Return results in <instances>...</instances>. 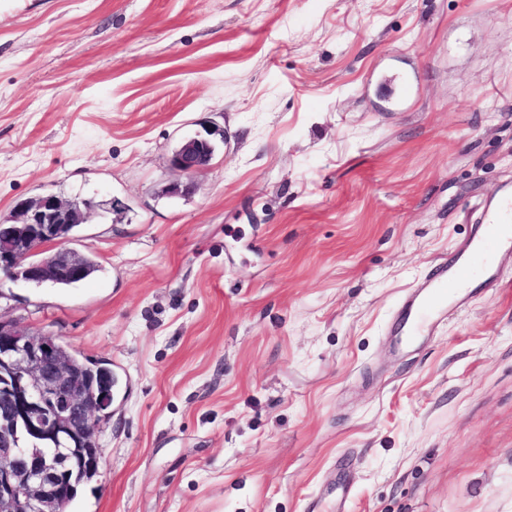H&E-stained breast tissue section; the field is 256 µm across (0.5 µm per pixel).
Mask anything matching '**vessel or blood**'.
Masks as SVG:
<instances>
[{
    "label": "vessel or blood",
    "instance_id": "1",
    "mask_svg": "<svg viewBox=\"0 0 512 512\" xmlns=\"http://www.w3.org/2000/svg\"><path fill=\"white\" fill-rule=\"evenodd\" d=\"M484 226L476 245L455 269L444 265L435 269L427 287L410 307L403 326L406 337H416L425 323L440 314L448 294L460 282L484 271L497 252L512 248V199L486 211Z\"/></svg>",
    "mask_w": 512,
    "mask_h": 512
}]
</instances>
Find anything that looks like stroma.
<instances>
[{"label": "stroma", "mask_w": 512, "mask_h": 512, "mask_svg": "<svg viewBox=\"0 0 512 512\" xmlns=\"http://www.w3.org/2000/svg\"><path fill=\"white\" fill-rule=\"evenodd\" d=\"M46 192L122 204L0 282L118 378L72 512H512V252L391 333L512 195V0H0V218ZM218 140L224 142L223 128L209 127L205 128L204 133L180 141L169 157V164L185 177L186 182L182 189L176 185L173 193L186 194L194 189L193 177L209 165L215 152L214 144Z\"/></svg>", "instance_id": "1"}]
</instances>
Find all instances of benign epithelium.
I'll return each mask as SVG.
<instances>
[{
    "label": "benign epithelium",
    "instance_id": "benign-epithelium-1",
    "mask_svg": "<svg viewBox=\"0 0 512 512\" xmlns=\"http://www.w3.org/2000/svg\"><path fill=\"white\" fill-rule=\"evenodd\" d=\"M224 141L209 127L180 141L169 157L195 187ZM97 204L49 192L18 202L0 219V271L13 282L54 285L81 279L83 256L66 247L70 229L84 223ZM56 337L0 318V512H62L66 500L102 464L101 448L88 442L112 406L110 394L89 389L57 356Z\"/></svg>",
    "mask_w": 512,
    "mask_h": 512
}]
</instances>
